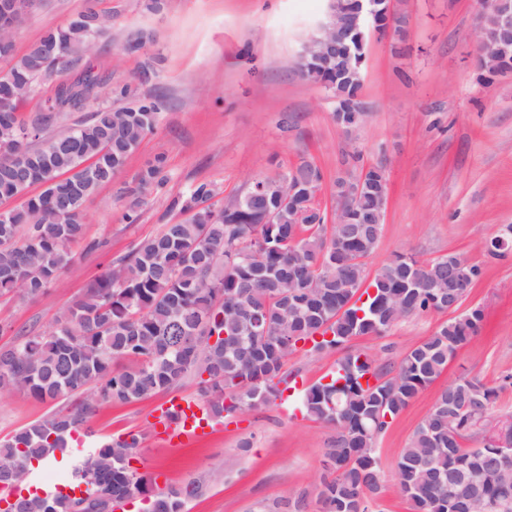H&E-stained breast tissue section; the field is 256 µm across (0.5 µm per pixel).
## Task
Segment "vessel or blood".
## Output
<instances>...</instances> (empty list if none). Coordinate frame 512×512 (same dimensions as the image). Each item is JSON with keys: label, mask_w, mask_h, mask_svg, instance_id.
Returning a JSON list of instances; mask_svg holds the SVG:
<instances>
[{"label": "vessel or blood", "mask_w": 512, "mask_h": 512, "mask_svg": "<svg viewBox=\"0 0 512 512\" xmlns=\"http://www.w3.org/2000/svg\"><path fill=\"white\" fill-rule=\"evenodd\" d=\"M156 434L169 446L181 448L198 441L213 421L196 399L174 396L158 405L153 413Z\"/></svg>", "instance_id": "obj_1"}]
</instances>
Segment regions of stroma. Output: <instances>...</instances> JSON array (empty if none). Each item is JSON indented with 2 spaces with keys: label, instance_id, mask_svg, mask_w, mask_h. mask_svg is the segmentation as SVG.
I'll use <instances>...</instances> for the list:
<instances>
[{
  "label": "stroma",
  "instance_id": "1",
  "mask_svg": "<svg viewBox=\"0 0 512 512\" xmlns=\"http://www.w3.org/2000/svg\"><path fill=\"white\" fill-rule=\"evenodd\" d=\"M87 3L33 0L14 38L15 55ZM327 7L328 0H166L152 12L146 0H98V10L112 16L111 35L89 48L81 68L156 95L161 119L112 183L87 202V242L73 247V269L38 298H0V326L6 328L0 349L17 335L49 331L108 264L174 219L169 204L177 193L209 182L239 194L254 179L306 159L323 172L316 202L330 212L336 175L346 169L349 154L360 151L364 164L383 165L389 177L385 223L368 271L403 251L423 262L459 252L482 267L465 301L482 307V330L390 421L376 444V512H412L396 490L395 465L448 382L466 377L497 387L490 416L512 417V387L499 386L512 374V255L494 259L483 250L512 226V72L491 75L480 67L481 0H392L393 11L409 19L406 40L391 33L369 37L360 96L364 122L346 135L333 118L331 92L296 71L301 43ZM139 30L148 40L140 51L128 52L126 38ZM148 60L154 73L145 80L141 71ZM81 68L66 73V80ZM157 159L166 183L138 223H127L118 190ZM447 319L440 312L413 316L384 335L356 338L350 347L394 363ZM339 357L336 350L317 353L297 345L272 404L224 418L188 448L171 449L155 438L151 414L164 394L102 406L90 419L92 436L72 441L53 463L33 466L26 483L67 484L99 442L134 430L143 434L137 468L158 488H194L188 512H258L302 495L315 501L333 431L302 415L301 396L334 371ZM68 404L63 397L37 401L21 391L0 395V441Z\"/></svg>",
  "mask_w": 512,
  "mask_h": 512
}]
</instances>
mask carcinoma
<instances>
[{"instance_id":"carcinoma-1","label":"carcinoma","mask_w":512,"mask_h":512,"mask_svg":"<svg viewBox=\"0 0 512 512\" xmlns=\"http://www.w3.org/2000/svg\"><path fill=\"white\" fill-rule=\"evenodd\" d=\"M110 20L90 6L19 57L12 55L15 34H0V60L7 61L0 69V201L23 199L0 210V297L37 298L73 266L71 246L85 240V202L159 124L158 98L90 69L59 82L40 112L19 113L40 81L79 64ZM314 71L335 98L338 125L355 132L363 122L361 83L348 61ZM99 97L104 102L90 115L55 130ZM161 173L149 163L120 190L127 223H137L148 196L165 185ZM358 178L364 191L343 224L326 223L314 207L323 172L305 160L257 181L228 207L207 182L176 196L172 207L187 219L132 244L48 333L21 336L0 351V394L71 400L0 443V484H11L15 469L64 451L100 404L168 391L191 373L218 417L267 406L297 342L319 333L330 339L314 343V351H344L329 381L311 386L303 400L307 417L334 429L324 448L319 512H372L380 492L377 440L479 333L484 312L473 306L449 319L392 368L349 349L353 339L381 336L410 316L448 311V271L465 281L455 291L459 305L482 275L457 253L425 263L399 253L369 275L366 259L383 226L376 188L388 178L379 165L349 168L336 176L333 196ZM298 208L308 212L302 224L295 223ZM484 249L507 257L512 233ZM129 357L138 364L119 368ZM496 397L497 389L473 379L442 389L396 464L397 491L414 512H512V448L498 447L486 431ZM468 438L481 446L465 447ZM141 443L142 434L130 431L96 448L76 472L85 486L78 496H19L3 512H114L134 496L149 500L148 512H186L194 490H159L131 466L130 451Z\"/></svg>"}]
</instances>
